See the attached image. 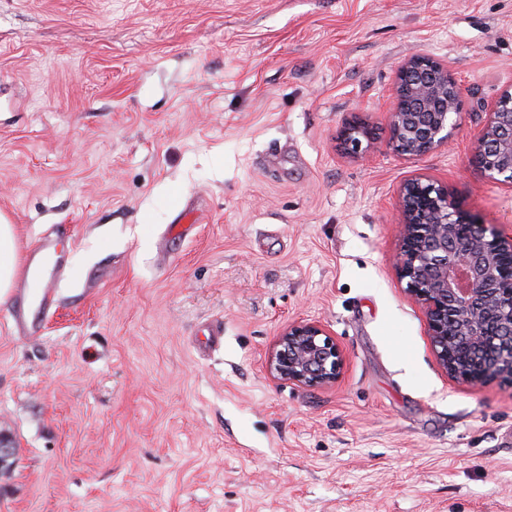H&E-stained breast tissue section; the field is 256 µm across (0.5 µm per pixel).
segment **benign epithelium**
Returning <instances> with one entry per match:
<instances>
[{
    "instance_id": "benign-epithelium-1",
    "label": "benign epithelium",
    "mask_w": 512,
    "mask_h": 512,
    "mask_svg": "<svg viewBox=\"0 0 512 512\" xmlns=\"http://www.w3.org/2000/svg\"><path fill=\"white\" fill-rule=\"evenodd\" d=\"M461 118L460 93L448 64L416 53L397 67L388 144L400 156L426 155L448 143ZM373 132L354 114L341 144L361 151ZM473 162L488 179L512 187V107L498 101L476 138ZM399 245L394 267L420 305L437 360L458 384H512V232L485 224L464 209L447 186L427 177L399 189ZM343 355L316 321L289 323L266 358L276 379L298 386L331 385Z\"/></svg>"
}]
</instances>
